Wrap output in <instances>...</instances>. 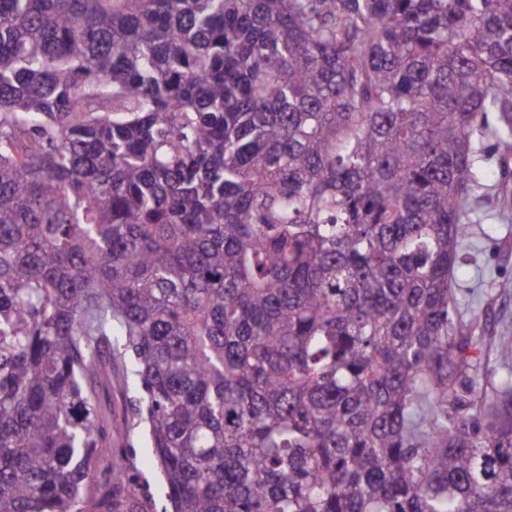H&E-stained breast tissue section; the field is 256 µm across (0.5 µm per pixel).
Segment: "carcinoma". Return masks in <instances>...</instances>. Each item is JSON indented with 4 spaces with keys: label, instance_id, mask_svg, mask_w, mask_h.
Returning <instances> with one entry per match:
<instances>
[{
    "label": "carcinoma",
    "instance_id": "carcinoma-1",
    "mask_svg": "<svg viewBox=\"0 0 512 512\" xmlns=\"http://www.w3.org/2000/svg\"><path fill=\"white\" fill-rule=\"evenodd\" d=\"M512 0H0V512H512L450 275ZM139 381L129 375L112 373V386L99 388V403L105 426L112 433V448H123L128 463L137 471L140 486L134 491L138 502L148 512H162L166 501L158 463L150 448L148 424L134 409L142 394Z\"/></svg>",
    "mask_w": 512,
    "mask_h": 512
}]
</instances>
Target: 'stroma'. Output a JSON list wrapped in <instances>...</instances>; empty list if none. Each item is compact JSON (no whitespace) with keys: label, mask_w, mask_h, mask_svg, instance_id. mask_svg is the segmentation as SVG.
<instances>
[{"label":"stroma","mask_w":512,"mask_h":512,"mask_svg":"<svg viewBox=\"0 0 512 512\" xmlns=\"http://www.w3.org/2000/svg\"><path fill=\"white\" fill-rule=\"evenodd\" d=\"M483 169L484 185L475 193V207L483 221L472 227L451 286L462 319H469L471 311L479 313L472 357L482 367L498 371L502 368L498 346L512 338V207L505 205L506 198H512V158L502 159L496 149H488ZM141 394L135 377L113 376L111 384L99 389L100 409L113 447L127 451L128 463L140 477L135 497L145 512H162L164 488L148 425L135 414Z\"/></svg>","instance_id":"stroma-1"}]
</instances>
